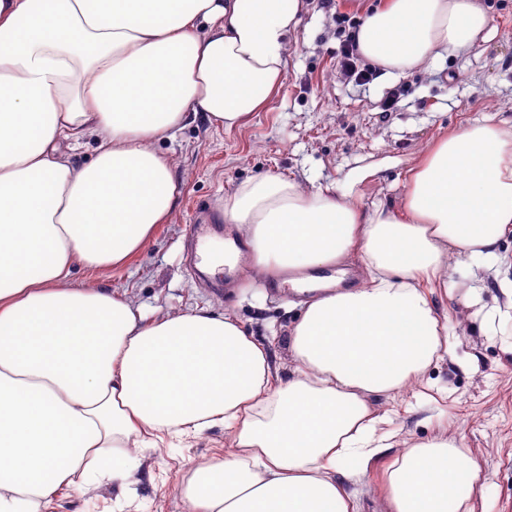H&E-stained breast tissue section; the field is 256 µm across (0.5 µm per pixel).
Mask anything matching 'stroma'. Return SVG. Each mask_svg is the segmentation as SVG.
I'll use <instances>...</instances> for the list:
<instances>
[{
    "label": "stroma",
    "mask_w": 512,
    "mask_h": 512,
    "mask_svg": "<svg viewBox=\"0 0 512 512\" xmlns=\"http://www.w3.org/2000/svg\"><path fill=\"white\" fill-rule=\"evenodd\" d=\"M492 22L474 46L457 57L443 56L392 78H376L360 89L343 83L336 71L342 38L336 17L364 13L375 0H335L327 9L308 0L296 34L289 38L288 65L280 93L268 109L232 130L196 117L161 149L172 157L183 193L170 223L159 225L154 241L122 267L104 274L76 270L72 281H98L147 314L196 307L234 315L266 346L281 372L292 367L288 333L300 309L290 285L262 288L234 278L231 299L203 284L186 262L185 243L193 214L215 215L225 196L241 182L282 175L313 190L360 177L353 196L363 204L398 208L406 172L433 142L485 118L512 128V0H482ZM397 106L385 110L392 89ZM497 271L475 273L466 264L450 267L451 292L435 288L432 299L448 326V352L423 378L396 396L373 401L388 414L396 444L373 460L365 475L348 483L358 512H388L383 471L404 441L447 429L481 465L473 512H512V309L499 288L512 279V234L501 245ZM477 287L482 312L464 301ZM224 430L216 427L149 450L127 496L135 512H185L177 493L184 471L223 455Z\"/></svg>",
    "instance_id": "obj_1"
}]
</instances>
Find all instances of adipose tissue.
Returning a JSON list of instances; mask_svg holds the SVG:
<instances>
[{
    "mask_svg": "<svg viewBox=\"0 0 512 512\" xmlns=\"http://www.w3.org/2000/svg\"><path fill=\"white\" fill-rule=\"evenodd\" d=\"M306 0H0V512L62 492H118L164 436L220 427L223 456L177 487L187 512H356L345 483L396 435L371 400L448 351L428 285L500 262L512 232V129L452 131L408 168L399 208L341 185L264 176L219 207L275 284L306 271L291 376L232 315L146 317L76 268L123 266L181 196L159 150L190 117L217 128L267 110ZM480 0H378L360 55L396 76L468 52ZM94 140L87 163L69 152ZM359 253L356 286L319 273ZM479 468L457 435L414 439L385 472L390 512H473Z\"/></svg>",
    "mask_w": 512,
    "mask_h": 512,
    "instance_id": "ef3b65f1",
    "label": "adipose tissue"
}]
</instances>
